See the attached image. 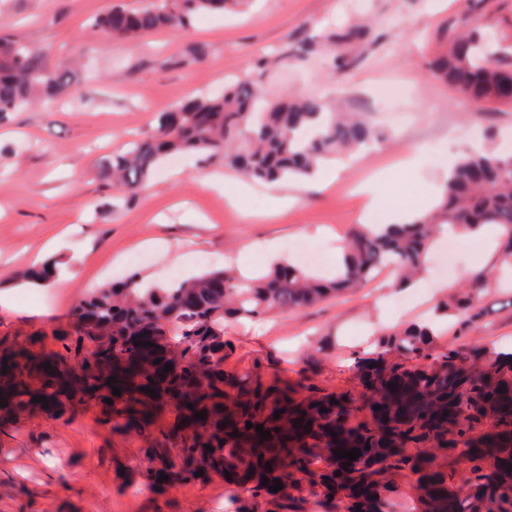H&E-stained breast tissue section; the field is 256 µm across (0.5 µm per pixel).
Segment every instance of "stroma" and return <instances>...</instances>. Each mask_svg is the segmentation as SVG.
Instances as JSON below:
<instances>
[{
    "label": "stroma",
    "instance_id": "stroma-1",
    "mask_svg": "<svg viewBox=\"0 0 512 512\" xmlns=\"http://www.w3.org/2000/svg\"><path fill=\"white\" fill-rule=\"evenodd\" d=\"M151 0H0V36L73 62L76 95L14 113L0 124V285L15 288L0 309V339L52 331L74 306L114 278L139 272L167 281L231 267L268 268L259 243L316 242L336 266L348 234L377 212L391 223L421 208L460 144L512 152V108L474 111L469 100L427 69V51L457 15L500 18V0H250L232 14L196 19L188 33L154 32L115 41L91 22L112 7ZM288 55L270 66V54ZM250 80L270 98L322 97L362 113L387 133L361 156L334 162L332 177L277 185L251 180L221 162L184 155L165 163L133 202L122 200L99 166L129 142L148 137L160 113L187 98ZM399 83L381 106L377 85ZM149 252L132 266L129 257ZM482 237L463 241L450 270L432 264L416 293L401 295L384 269L363 288L299 314L224 325L233 351L224 375L257 369L291 384L309 380L342 392L356 386L353 363L380 333L434 318L439 285L457 287L462 270L492 265ZM66 271L49 287H21L19 273L46 261ZM484 304L488 315L461 333L438 327L434 352L512 348V275L503 273ZM135 442L113 434L98 407L61 419L34 414L0 422V512H224L221 475L173 482L159 506Z\"/></svg>",
    "mask_w": 512,
    "mask_h": 512
}]
</instances>
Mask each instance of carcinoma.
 Segmentation results:
<instances>
[{
  "instance_id": "cac0c4a2",
  "label": "carcinoma",
  "mask_w": 512,
  "mask_h": 512,
  "mask_svg": "<svg viewBox=\"0 0 512 512\" xmlns=\"http://www.w3.org/2000/svg\"><path fill=\"white\" fill-rule=\"evenodd\" d=\"M248 2L154 0L138 10L117 6L92 27L116 40L182 33L198 17ZM456 23L449 48L436 53L429 71L465 94L476 112L511 107L512 37L505 29L512 20L504 16L489 27L462 14ZM73 84L71 70L50 68L46 55L0 39L1 122L42 99L71 95ZM260 99L254 84L239 80L218 96L181 103L158 116L149 138L112 155L99 176L131 202L167 157L193 153L202 161L221 158L254 180L301 181L333 157L386 138L364 116L338 112L319 97ZM447 224L467 232L500 228L499 257L512 262V153L458 155L425 214L355 231L331 278L288 263L255 278L224 269L145 286L132 273L96 288L73 308L71 322L54 330L61 351H33L37 337L0 340V397L8 403L0 418L42 408L33 401L39 396L55 419L93 402L112 432L143 440L139 453L156 495L175 480L225 472L228 483L244 485L246 495H230L224 512H404L403 484L416 512H512V353L489 360L479 349H450L434 357L432 329L412 324L379 337L370 357L355 359L354 391L282 387L255 371L235 380V398L224 390V358L233 350L225 319L298 313L364 286L383 268L416 275L435 227ZM490 285L489 273L479 270L437 310L450 326L461 312L463 325L479 320L488 314ZM393 352L398 358H389ZM430 358L427 368L406 365ZM147 386L158 396L143 391ZM258 425L270 437H260ZM353 448L360 455L347 466L337 451ZM162 473L168 479L161 482ZM275 480L282 482L278 492L270 490Z\"/></svg>"
}]
</instances>
